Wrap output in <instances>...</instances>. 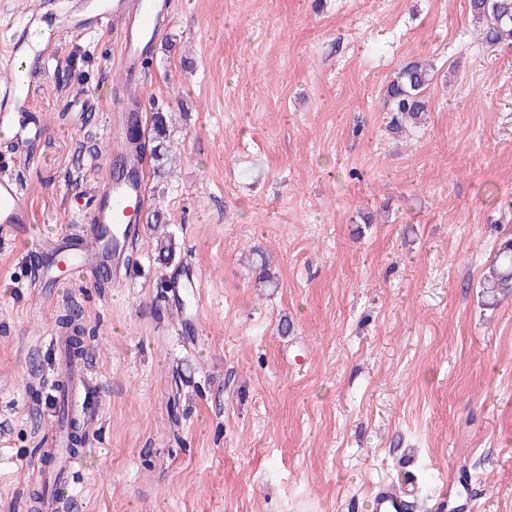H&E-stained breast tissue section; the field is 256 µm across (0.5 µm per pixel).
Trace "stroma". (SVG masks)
<instances>
[{"label": "stroma", "instance_id": "stroma-1", "mask_svg": "<svg viewBox=\"0 0 512 512\" xmlns=\"http://www.w3.org/2000/svg\"><path fill=\"white\" fill-rule=\"evenodd\" d=\"M175 2L138 87L171 117L147 205L173 261L144 231L126 279L62 291L0 236V512H31L65 313L102 398L69 512H371L403 473L411 512L452 482L512 512V298L481 288L512 240V40L470 0ZM115 41L63 39L24 95L46 129L0 137L38 237L82 233L126 105ZM419 57L431 110L397 138L385 87ZM164 223V217L160 212L152 213L150 221H147L148 228L155 237V252L161 264H167L172 259L174 251V239L167 230V224Z\"/></svg>", "mask_w": 512, "mask_h": 512}]
</instances>
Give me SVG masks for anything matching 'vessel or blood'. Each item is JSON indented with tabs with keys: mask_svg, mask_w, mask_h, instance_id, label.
<instances>
[{
	"mask_svg": "<svg viewBox=\"0 0 512 512\" xmlns=\"http://www.w3.org/2000/svg\"><path fill=\"white\" fill-rule=\"evenodd\" d=\"M80 11L54 16L48 6L26 16L23 25L10 35L0 51V69L20 73V80L0 84V130L8 132L16 145L23 146L37 137L43 122L30 106L21 101L24 81L41 72L56 55L55 42H33L30 30L52 25L62 35L78 36L93 30H114L117 37L118 63L124 72V90L138 87L140 68L146 46L154 45L163 20L172 11L171 0H87ZM115 154L125 159L131 172L129 178L113 180L104 172L96 202L83 216L88 229L72 253L74 259L65 275L77 284L97 279L103 267L124 259V246L139 233L134 218L144 210L148 200L147 185L140 175L142 162L136 149L128 143H117ZM32 224V213L23 199L20 181L8 174L0 175V234L22 240ZM60 356L59 375L63 380L65 398L79 414L82 424L98 417L100 390L91 378L81 356L68 352L66 337H53ZM46 449L35 472L43 492L34 506L37 512H64L66 504L54 496L53 487L70 481L81 459V449L71 444L70 431L58 428L45 440ZM414 484L388 483L379 487L372 499V512H406Z\"/></svg>",
	"mask_w": 512,
	"mask_h": 512,
	"instance_id": "obj_1",
	"label": "vessel or blood"
}]
</instances>
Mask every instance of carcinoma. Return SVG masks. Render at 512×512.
<instances>
[{"instance_id": "obj_1", "label": "carcinoma", "mask_w": 512, "mask_h": 512, "mask_svg": "<svg viewBox=\"0 0 512 512\" xmlns=\"http://www.w3.org/2000/svg\"><path fill=\"white\" fill-rule=\"evenodd\" d=\"M470 8L478 17L486 20L489 43L512 40V0H470ZM434 79L432 67L423 61H409L398 68L385 90V104L391 112V128L394 132L405 131L409 126L422 123L429 111L427 89ZM130 142L137 145L139 154L150 153L162 169L170 158L165 149L167 123L162 112L155 113L152 121V137L145 139L139 126L138 114L131 113L126 125ZM148 228L155 237L158 262L168 263L173 256L174 239L164 224L162 213L151 214ZM503 260L488 268L483 275V295L486 305L494 307L503 297L512 294V241L503 243Z\"/></svg>"}]
</instances>
